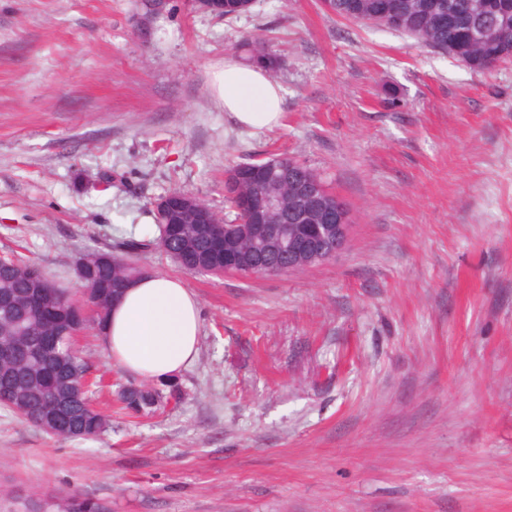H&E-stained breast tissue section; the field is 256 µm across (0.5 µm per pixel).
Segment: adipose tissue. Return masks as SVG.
I'll return each mask as SVG.
<instances>
[{
  "label": "adipose tissue",
  "mask_w": 512,
  "mask_h": 512,
  "mask_svg": "<svg viewBox=\"0 0 512 512\" xmlns=\"http://www.w3.org/2000/svg\"><path fill=\"white\" fill-rule=\"evenodd\" d=\"M212 87L234 125L258 133L281 124L284 90L264 66L225 56L212 73ZM200 331L199 304L185 281L147 274L113 303L100 341L109 360L127 375L161 381L196 359Z\"/></svg>",
  "instance_id": "obj_1"
}]
</instances>
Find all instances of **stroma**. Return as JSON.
<instances>
[{"label": "stroma", "mask_w": 512, "mask_h": 512, "mask_svg": "<svg viewBox=\"0 0 512 512\" xmlns=\"http://www.w3.org/2000/svg\"><path fill=\"white\" fill-rule=\"evenodd\" d=\"M268 41L282 125L237 129L213 67ZM288 153L348 205L331 260L185 274L201 311L182 402L75 338L111 430L61 439L0 406V498L112 512H512V62L479 73L320 0H0V256L78 290L76 253L155 235L175 189L224 210V169ZM211 8L204 10L199 4L198 7L218 18L232 19L250 10L253 0H212ZM123 388L118 391V401L128 412H149L172 402L178 404L183 398L181 383L176 379L157 385L128 383ZM39 502L45 504V512H102L104 509L99 499L81 493L54 495Z\"/></svg>", "instance_id": "35a3bbf8"}]
</instances>
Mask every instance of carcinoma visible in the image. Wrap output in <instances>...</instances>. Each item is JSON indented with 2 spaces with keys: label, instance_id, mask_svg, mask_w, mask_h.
I'll use <instances>...</instances> for the list:
<instances>
[{
  "label": "carcinoma",
  "instance_id": "1",
  "mask_svg": "<svg viewBox=\"0 0 512 512\" xmlns=\"http://www.w3.org/2000/svg\"><path fill=\"white\" fill-rule=\"evenodd\" d=\"M253 0H212L208 13L232 19L250 10ZM323 7L337 17L365 22L415 39L435 51L445 52L470 69L487 72L512 59V0H322ZM250 59L274 73L282 60L260 41L251 44ZM274 170L269 188L283 195L278 223L293 224L300 207L321 212V204L335 197L333 192L296 197L294 187L306 183L326 184L323 176L286 155L250 159L230 165L224 171V204L241 221L236 234L218 213L195 200L207 223L198 224L184 213L170 211L160 218L154 211L159 235L130 238L123 243L125 256L110 251L78 253L72 264L85 266L80 281L83 301L57 287L35 264L0 258V339L17 342L12 360L0 363V405L18 413L25 422L43 429L48 416L55 417V435L65 439H96L111 428L110 416L93 401L73 404L68 391L87 377V363L72 348V336L91 322L101 326L112 301L132 279L145 273L133 257L158 249L190 273L222 275L237 269L240 256L254 257L255 268L266 274L288 271V251L270 249L271 243H254L260 225L268 220L264 212L241 209L235 191L257 196L252 170ZM181 383L172 380L157 385L130 383L118 391L122 409L149 412L179 403ZM47 512H102L103 503L81 493H66L43 500Z\"/></svg>",
  "mask_w": 512,
  "mask_h": 512
}]
</instances>
